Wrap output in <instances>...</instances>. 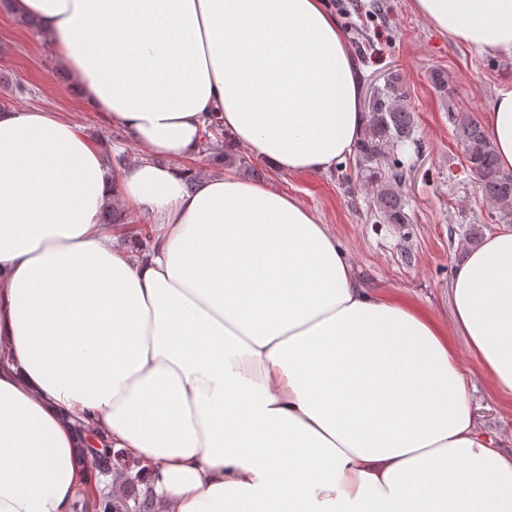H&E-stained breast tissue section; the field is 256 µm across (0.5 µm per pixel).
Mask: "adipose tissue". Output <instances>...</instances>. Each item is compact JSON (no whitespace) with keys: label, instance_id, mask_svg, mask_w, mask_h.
I'll return each mask as SVG.
<instances>
[{"label":"adipose tissue","instance_id":"1","mask_svg":"<svg viewBox=\"0 0 512 512\" xmlns=\"http://www.w3.org/2000/svg\"><path fill=\"white\" fill-rule=\"evenodd\" d=\"M10 8L141 159L114 170L69 115L0 110V512H73L95 484L78 421L138 460L160 512H512V451L477 426L455 345L512 407V230L467 251L447 326L365 288L296 197L193 166L243 148L323 173L354 152L360 71L324 0ZM414 8L512 57V0ZM482 127L512 172V86ZM112 205L149 219L146 257L101 224Z\"/></svg>","mask_w":512,"mask_h":512}]
</instances>
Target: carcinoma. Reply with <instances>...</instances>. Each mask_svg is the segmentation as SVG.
Returning <instances> with one entry per match:
<instances>
[{
    "label": "carcinoma",
    "mask_w": 512,
    "mask_h": 512,
    "mask_svg": "<svg viewBox=\"0 0 512 512\" xmlns=\"http://www.w3.org/2000/svg\"><path fill=\"white\" fill-rule=\"evenodd\" d=\"M455 134L465 149L470 171L480 182L483 195L490 203L502 209L505 216L512 214V174L499 170L495 149L486 138L479 122L467 114L453 116ZM420 147L415 137V117L403 105V92L390 81L374 91L368 100L366 125L356 151L357 176L376 189L373 216L378 224H406L404 201L400 188L404 185L407 169L398 150ZM77 460L102 467L106 474L125 478L127 494L117 498L104 488L88 496L80 491L74 512H155L154 498L144 483L139 462L123 450L77 448Z\"/></svg>",
    "instance_id": "cac0c4a2"
}]
</instances>
